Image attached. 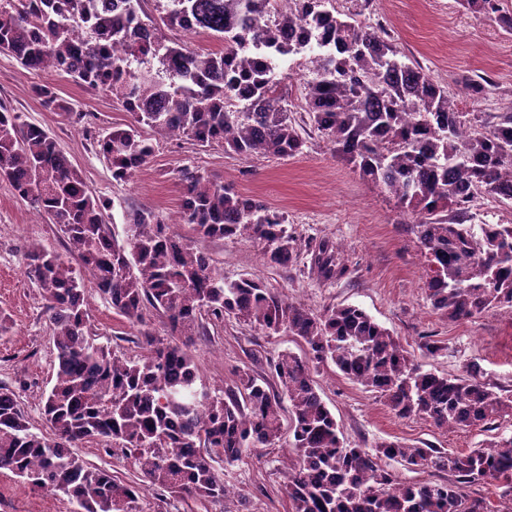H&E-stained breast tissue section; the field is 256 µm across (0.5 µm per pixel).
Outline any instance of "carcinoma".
Masks as SVG:
<instances>
[{
  "instance_id": "carcinoma-1",
  "label": "carcinoma",
  "mask_w": 512,
  "mask_h": 512,
  "mask_svg": "<svg viewBox=\"0 0 512 512\" xmlns=\"http://www.w3.org/2000/svg\"><path fill=\"white\" fill-rule=\"evenodd\" d=\"M128 18L89 10L91 0H0V53L29 70L64 73L100 89L130 112L131 122L96 138L112 176L124 180L154 153L143 128L180 135L201 146L224 143L245 158H292L302 152L301 130L326 137L333 156L358 171L415 216L411 232L431 263L433 308L457 322L490 309L512 308V224H468L480 196L512 201V111L479 112L465 120L455 100L422 67L409 64L383 30L336 13V59L305 58L307 108L294 117L281 84L261 68L246 73L259 108L238 99L225 71L245 36L272 39L273 26L324 25L330 0H294L268 22V0H135ZM468 8L497 13L512 31L499 0H465ZM216 34L219 51L164 43L161 26ZM136 19L153 41L114 54L102 42ZM178 58L182 66L159 78ZM52 110L74 108L50 84L33 87ZM182 221L197 238L250 239L267 260L286 266L298 256L297 238L283 213L212 179L194 165L178 170ZM0 181L48 216L65 252L32 243L26 274L46 302L57 350L55 379L43 395L51 435L31 431L14 391L0 384V473L32 489L59 493L75 512H141L140 487L117 479L71 453L78 445L119 448L139 478L174 500L208 508L224 501L223 467L281 438L283 398L296 463L285 490L292 512H485L466 488L512 481V437L467 452L420 448L401 441L374 449L350 446L313 379L332 363L348 379L385 399L400 419L424 416L439 428L485 426L512 415V397L481 379L439 375L414 361L393 334L355 305L317 314L285 301L263 281L224 280L194 240L151 210L126 215L124 239L107 221L109 202L94 196L82 174L39 126L19 123L0 105ZM320 280L346 273L336 241L311 249ZM112 309L136 328L137 354L97 344L87 324L84 277ZM162 319L159 337L146 319ZM241 319L267 336H291L303 355L282 351L270 362L278 387L246 367L220 394L196 386L190 347L224 319ZM396 461L410 471L446 470L448 482L399 480Z\"/></svg>"
}]
</instances>
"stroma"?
Masks as SVG:
<instances>
[{
  "label": "stroma",
  "mask_w": 512,
  "mask_h": 512,
  "mask_svg": "<svg viewBox=\"0 0 512 512\" xmlns=\"http://www.w3.org/2000/svg\"><path fill=\"white\" fill-rule=\"evenodd\" d=\"M334 7L387 31L402 55L447 88L458 111L512 110V33L504 31L497 15L469 11L460 0H334ZM478 77L487 80L486 94L475 101L465 83ZM45 82L82 112V120L42 105L32 89ZM0 103L18 113L22 123L38 125L56 138L89 190L109 201L107 219L115 232H123L125 218L134 209L153 210L169 223L178 221L182 190L177 170L186 164L198 166L213 179L284 212L300 246L323 237L335 240L347 267L345 276L324 283L312 272L308 255L280 267L268 263L261 246L247 239L197 240V247L223 268L225 279H262L285 299L317 313L340 304L359 306L426 368L455 376L474 364L495 391L512 394V311L493 309L451 322L433 309L426 290L429 262L410 231L411 217L395 199L336 159L319 132L309 131L302 154L285 160L245 159L225 153L217 144L199 147L155 135L150 164L118 181L93 144L102 131L130 123L129 112L116 99L64 74L23 69L0 54ZM32 241L58 251L63 238L47 215L0 182V311L10 318L9 331L0 335V382L18 392L33 431L45 434L49 428L43 395L51 386L55 354L45 302L25 275L26 247ZM85 301L99 342L128 350L121 338L128 324L94 288H87ZM427 339L439 345L436 356L424 355L421 345ZM296 348L290 337L267 336L230 318L212 330L210 338L197 341L191 352L201 382L218 394L234 380L236 369L247 366L268 375L270 358ZM314 379L346 443L352 445L371 449L398 440L465 452L512 436L509 416L497 420L490 431L449 430L421 417L397 418L378 393L347 379L332 365L321 368ZM291 440V433H283L279 446L257 449L225 467L224 483L231 493L224 499V512H291L283 492ZM0 512H74V506L63 496L31 489L14 475L0 473Z\"/></svg>",
  "instance_id": "35a3bbf8"
}]
</instances>
